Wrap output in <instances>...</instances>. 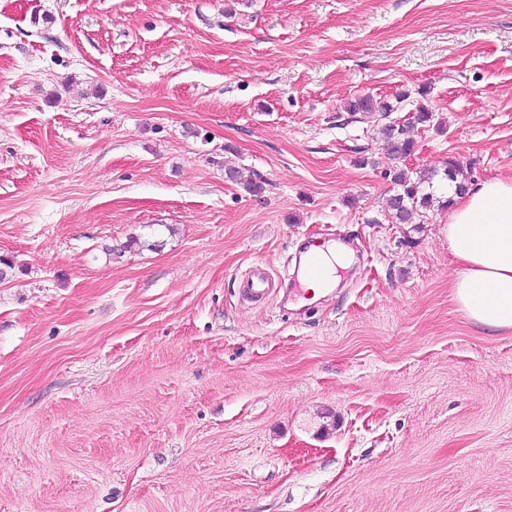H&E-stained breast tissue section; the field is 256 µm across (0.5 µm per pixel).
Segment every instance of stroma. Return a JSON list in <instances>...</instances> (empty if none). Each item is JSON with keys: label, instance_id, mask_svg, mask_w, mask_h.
<instances>
[{"label": "stroma", "instance_id": "1", "mask_svg": "<svg viewBox=\"0 0 512 512\" xmlns=\"http://www.w3.org/2000/svg\"><path fill=\"white\" fill-rule=\"evenodd\" d=\"M422 86L405 158L347 109ZM450 159L512 175V0H0V512H512V332L387 207ZM319 251H321L326 258L331 276L327 280L317 279L322 278L324 275V266L322 264L321 257L320 255L311 256V252L307 253L299 271L298 282L300 287L304 291H307L306 296L308 298H315L319 296L326 288H329L332 284L336 285L340 277L336 274L335 262L336 267L345 269L349 266L352 259L351 250L339 242H328L327 244H324L322 249ZM309 258V272L311 276L316 278H312L306 272Z\"/></svg>", "mask_w": 512, "mask_h": 512}]
</instances>
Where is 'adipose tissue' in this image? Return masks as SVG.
<instances>
[{"instance_id": "ef3b65f1", "label": "adipose tissue", "mask_w": 512, "mask_h": 512, "mask_svg": "<svg viewBox=\"0 0 512 512\" xmlns=\"http://www.w3.org/2000/svg\"><path fill=\"white\" fill-rule=\"evenodd\" d=\"M443 231L461 266L453 282L460 311L484 328L512 331V177L458 197Z\"/></svg>"}]
</instances>
